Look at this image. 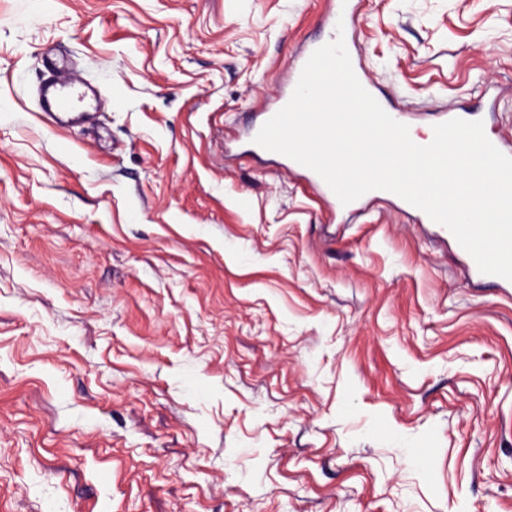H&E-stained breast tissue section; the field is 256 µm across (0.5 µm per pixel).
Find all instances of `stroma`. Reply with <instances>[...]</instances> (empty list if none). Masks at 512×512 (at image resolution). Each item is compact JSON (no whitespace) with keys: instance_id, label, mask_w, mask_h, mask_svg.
Returning a JSON list of instances; mask_svg holds the SVG:
<instances>
[{"instance_id":"obj_1","label":"stroma","mask_w":512,"mask_h":512,"mask_svg":"<svg viewBox=\"0 0 512 512\" xmlns=\"http://www.w3.org/2000/svg\"><path fill=\"white\" fill-rule=\"evenodd\" d=\"M328 0H0V512H512V285L246 154ZM412 125L512 147V0H359ZM97 85L49 123L53 63Z\"/></svg>"}]
</instances>
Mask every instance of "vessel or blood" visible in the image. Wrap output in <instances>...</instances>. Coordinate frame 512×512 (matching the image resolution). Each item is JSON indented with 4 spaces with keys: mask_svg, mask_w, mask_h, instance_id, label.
Segmentation results:
<instances>
[{
    "mask_svg": "<svg viewBox=\"0 0 512 512\" xmlns=\"http://www.w3.org/2000/svg\"><path fill=\"white\" fill-rule=\"evenodd\" d=\"M103 105L100 89L65 68L39 92V107L48 114L77 112L88 107L98 111Z\"/></svg>",
    "mask_w": 512,
    "mask_h": 512,
    "instance_id": "1",
    "label": "vessel or blood"
}]
</instances>
